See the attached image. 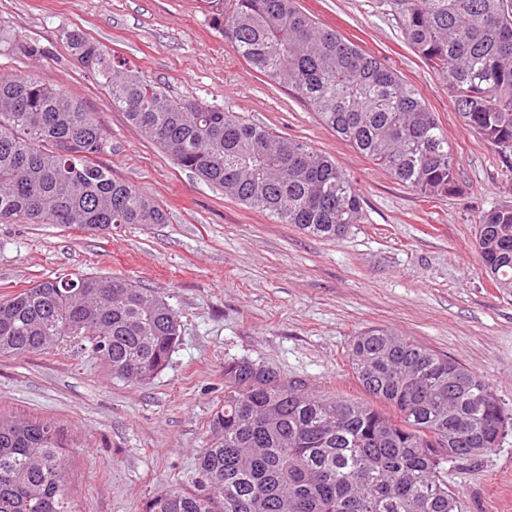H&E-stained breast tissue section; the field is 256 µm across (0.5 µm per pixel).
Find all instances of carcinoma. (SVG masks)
<instances>
[{"mask_svg": "<svg viewBox=\"0 0 512 512\" xmlns=\"http://www.w3.org/2000/svg\"><path fill=\"white\" fill-rule=\"evenodd\" d=\"M414 52L448 88L465 125L512 171V0H383ZM211 25L270 83L291 88L356 152L418 194L461 192L448 136L414 85L321 26L298 0H213ZM71 55L141 135L224 196L335 240L363 220L335 160L235 112L175 99L84 34ZM95 113L33 77L0 78V223L106 231L164 224L163 207L112 177ZM481 273L512 289V205L482 211ZM165 297L118 276L69 273L0 300V355L80 341L112 381L150 379L180 336ZM361 398L314 391L250 359L224 363V402L196 457L201 489L170 490L143 512H459L448 463L499 446L512 413L486 379L387 329L352 337ZM56 427L0 416V512H72Z\"/></svg>", "mask_w": 512, "mask_h": 512, "instance_id": "cac0c4a2", "label": "carcinoma"}]
</instances>
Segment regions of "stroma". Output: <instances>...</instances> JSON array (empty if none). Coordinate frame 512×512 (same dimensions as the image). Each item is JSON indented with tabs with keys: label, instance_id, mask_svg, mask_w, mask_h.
I'll return each instance as SVG.
<instances>
[{
	"label": "stroma",
	"instance_id": "35a3bbf8",
	"mask_svg": "<svg viewBox=\"0 0 512 512\" xmlns=\"http://www.w3.org/2000/svg\"><path fill=\"white\" fill-rule=\"evenodd\" d=\"M300 5L415 85L454 146L460 194L425 199L338 139L294 91L245 62L200 0H0V34L43 49L27 56L0 46V75L34 73L81 100L111 143L101 162L169 217L106 232L0 224V296L59 273H95L135 280L180 316L167 367L138 384L114 385L100 362L71 346L0 355V414L58 423L75 512H142L166 490L196 493L195 457L224 398V363L235 358L355 396L347 346L378 326L460 361L512 409V292L487 285L472 245L478 213L512 204L497 149L463 124L443 81L379 0ZM72 30L140 67L171 97L239 113L331 155L362 196L363 223L336 240L311 237L178 167L73 59ZM448 485L462 512H512V432L449 465Z\"/></svg>",
	"mask_w": 512,
	"mask_h": 512
}]
</instances>
